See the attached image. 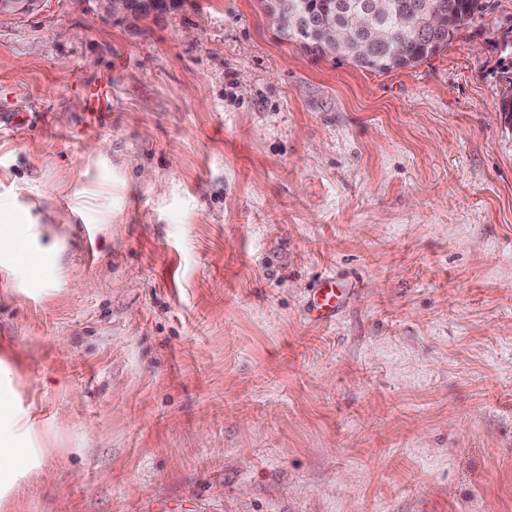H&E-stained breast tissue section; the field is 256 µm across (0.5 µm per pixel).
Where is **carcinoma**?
I'll use <instances>...</instances> for the list:
<instances>
[{"instance_id": "1", "label": "carcinoma", "mask_w": 512, "mask_h": 512, "mask_svg": "<svg viewBox=\"0 0 512 512\" xmlns=\"http://www.w3.org/2000/svg\"><path fill=\"white\" fill-rule=\"evenodd\" d=\"M369 0H277L281 14L296 15L297 25L278 34L282 40L298 42L317 57L350 61L372 72L413 68L448 45L450 38L484 7L482 0H394L393 12L385 19L358 30L351 13ZM440 8L448 13V28L430 30L422 21V11ZM336 28V43L319 37L320 25ZM500 111L512 119V76L505 78Z\"/></svg>"}]
</instances>
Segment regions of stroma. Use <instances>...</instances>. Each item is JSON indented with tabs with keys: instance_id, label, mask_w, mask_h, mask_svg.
I'll return each instance as SVG.
<instances>
[{
	"instance_id": "stroma-1",
	"label": "stroma",
	"mask_w": 512,
	"mask_h": 512,
	"mask_svg": "<svg viewBox=\"0 0 512 512\" xmlns=\"http://www.w3.org/2000/svg\"><path fill=\"white\" fill-rule=\"evenodd\" d=\"M484 2L384 74L259 0L0 15V207L36 219L0 365L38 458L0 512H512V0ZM158 0H94V11L98 16L112 19L113 22L136 25L148 13L158 10L155 4ZM320 288H316L317 297L313 298V308L319 312L317 315L321 322L327 321L336 313V308L340 302V294L337 293L336 288L333 287L331 282L324 278L319 283Z\"/></svg>"
}]
</instances>
